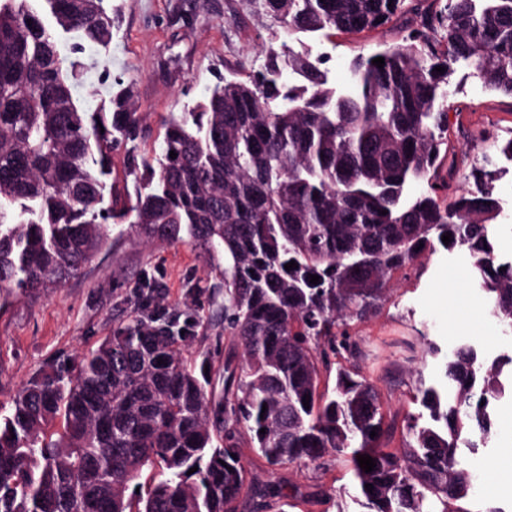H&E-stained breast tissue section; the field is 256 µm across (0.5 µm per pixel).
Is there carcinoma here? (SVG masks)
<instances>
[{
  "instance_id": "carcinoma-1",
  "label": "carcinoma",
  "mask_w": 512,
  "mask_h": 512,
  "mask_svg": "<svg viewBox=\"0 0 512 512\" xmlns=\"http://www.w3.org/2000/svg\"><path fill=\"white\" fill-rule=\"evenodd\" d=\"M103 2L0 0V291L58 286L107 245L108 221L149 241L185 238L224 259V329L243 362H225L217 398L208 358L196 367L184 354L198 314L130 316L0 404V512H267L283 487L251 476L241 428L271 466L350 455L359 512H465L456 502L473 482L460 450L491 438L489 405L512 355L490 362L463 343L438 383L420 382L427 415L409 418L399 449L383 443L375 385L340 368L321 393L315 358L347 349L348 322L378 308L388 275L438 244L468 255L489 314L512 335V259L497 254L490 224L497 176L482 168L477 191L440 195L449 81L436 71L463 62L512 97V0L420 13L405 43L356 57L341 88L323 58L287 41L377 29L413 0H254L286 41L264 47L247 79L226 78L162 121L161 152L141 160L130 205L106 197L104 177L112 145L140 134L132 86L108 118L75 99L84 43L112 40ZM438 28L444 45L429 35ZM155 465L166 479L148 487L142 472Z\"/></svg>"
}]
</instances>
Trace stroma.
<instances>
[{"mask_svg":"<svg viewBox=\"0 0 512 512\" xmlns=\"http://www.w3.org/2000/svg\"><path fill=\"white\" fill-rule=\"evenodd\" d=\"M445 0H418L417 12L373 31L316 34L305 40L313 54L325 55V70L344 86L355 57L403 43L420 24L424 11L440 9ZM120 22L108 49H91L88 72L79 88L92 107L108 104L112 82L134 84L136 100L147 118L136 150L121 145L112 152L107 182L122 199L133 198V158L154 155L163 138L161 121L205 97L223 77L247 79L262 63V45L279 27L259 17L251 0H112ZM448 160L456 175L449 195L472 189L473 166L490 160L498 172L496 191L503 211L494 224V243L512 255V161L496 152L512 137V98L488 87L474 72L449 63ZM377 311L348 327L350 348L319 368V388L332 390L336 371L361 372L376 386L389 447H402L406 425L421 410L417 381H433L438 367L465 340L512 351V339L500 336L487 312L483 292L459 251L424 253L412 268L395 272ZM162 297L166 307L203 309L207 329L186 351L188 359L211 356L215 390H222L225 360L240 361L242 347L224 330V280L218 268L194 246L176 241L147 243L130 224L110 227L107 246L60 286L37 295L0 294V402L24 384L67 358L95 347L127 321L143 298ZM439 353L431 355L429 344ZM498 433L467 465L476 475L473 494L462 501L465 512L512 507V396L498 403ZM239 450L261 482L300 488L288 512H336L326 495L353 491L350 455L326 457L323 466L283 462L269 465L241 431Z\"/></svg>","mask_w":512,"mask_h":512,"instance_id":"1","label":"stroma"}]
</instances>
